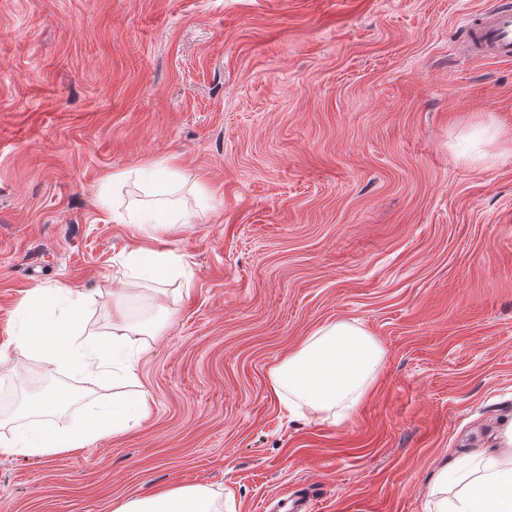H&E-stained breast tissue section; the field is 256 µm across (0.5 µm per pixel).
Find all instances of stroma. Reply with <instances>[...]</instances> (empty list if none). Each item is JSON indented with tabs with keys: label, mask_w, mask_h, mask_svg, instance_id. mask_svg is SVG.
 <instances>
[{
	"label": "stroma",
	"mask_w": 512,
	"mask_h": 512,
	"mask_svg": "<svg viewBox=\"0 0 512 512\" xmlns=\"http://www.w3.org/2000/svg\"><path fill=\"white\" fill-rule=\"evenodd\" d=\"M493 0H0V438L148 391L139 425L50 456L0 454V512H112L200 485L220 512H428L440 467L512 421V61L464 60ZM168 164L191 223L137 242L98 199ZM178 271L139 283L136 245ZM61 283L112 345V291L144 327L123 378L20 354L13 312ZM385 363L358 413H291L270 371L319 326Z\"/></svg>",
	"instance_id": "35a3bbf8"
}]
</instances>
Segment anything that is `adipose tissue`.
I'll return each mask as SVG.
<instances>
[{
    "instance_id": "adipose-tissue-1",
    "label": "adipose tissue",
    "mask_w": 512,
    "mask_h": 512,
    "mask_svg": "<svg viewBox=\"0 0 512 512\" xmlns=\"http://www.w3.org/2000/svg\"><path fill=\"white\" fill-rule=\"evenodd\" d=\"M175 176L170 166L153 167L145 174L137 170L113 175L116 186L135 178L148 185L151 202L127 211L126 221L136 232L159 238L173 224L189 222V214L175 211L169 200ZM86 308L85 300L70 298L66 285L40 288L15 311V349L49 364L108 377L109 359L120 355L121 348L108 349L82 336L79 324ZM384 362V349L364 327L339 320L313 331L275 366L271 387L289 409L342 423L357 413ZM60 406L56 396L30 402L27 412L38 416V424L1 440L0 454L46 456L85 447L134 426L148 412L150 401L141 393L134 402L93 410L78 430L53 423L52 416ZM431 495L433 512H512V424L503 428L497 448L441 467ZM114 512H217V508L211 493L198 486L131 498L120 502Z\"/></svg>"
}]
</instances>
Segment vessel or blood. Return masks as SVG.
<instances>
[{"mask_svg":"<svg viewBox=\"0 0 512 512\" xmlns=\"http://www.w3.org/2000/svg\"><path fill=\"white\" fill-rule=\"evenodd\" d=\"M462 26L474 57L512 60V0H495L490 8L467 16Z\"/></svg>","mask_w":512,"mask_h":512,"instance_id":"1","label":"vessel or blood"}]
</instances>
